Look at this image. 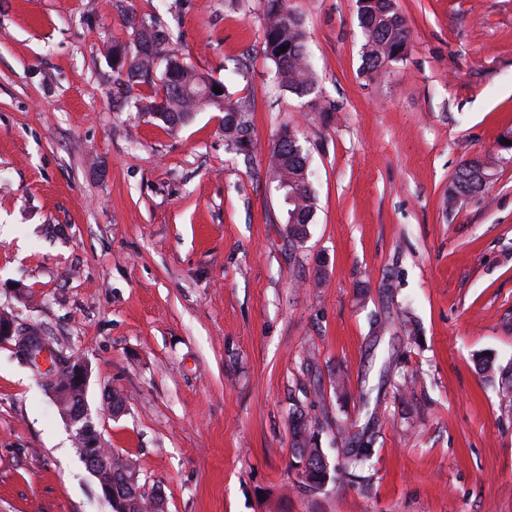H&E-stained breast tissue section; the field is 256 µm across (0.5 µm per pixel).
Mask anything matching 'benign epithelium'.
<instances>
[{
    "instance_id": "7a95c632",
    "label": "benign epithelium",
    "mask_w": 512,
    "mask_h": 512,
    "mask_svg": "<svg viewBox=\"0 0 512 512\" xmlns=\"http://www.w3.org/2000/svg\"><path fill=\"white\" fill-rule=\"evenodd\" d=\"M0 338L15 339L14 350L19 358L35 369L43 367L46 361L57 359V352L48 342V337L30 328H17L13 320L4 314L0 316ZM64 367L68 376L54 373L44 377V380L62 414L74 428L76 439L80 441L81 457L99 481L104 498L115 512H122L121 506L125 505L123 488L112 486V457L116 453L102 446L101 435L95 429L88 411L86 391L90 371L86 364L74 357Z\"/></svg>"
}]
</instances>
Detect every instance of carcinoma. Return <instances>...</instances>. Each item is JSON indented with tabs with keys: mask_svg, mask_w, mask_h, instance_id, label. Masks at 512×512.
Instances as JSON below:
<instances>
[{
	"mask_svg": "<svg viewBox=\"0 0 512 512\" xmlns=\"http://www.w3.org/2000/svg\"><path fill=\"white\" fill-rule=\"evenodd\" d=\"M263 51L273 62L272 81L299 98L311 97L308 107L327 111L314 97L317 80L306 47V31L302 17L288 4V0H263ZM358 25L364 37L363 64L369 80L378 79L384 65L402 61L407 56L408 27L397 0H357ZM140 41L146 50H130L121 43L107 48L112 53L113 69L117 79L130 83H147L155 88L154 94L138 99L134 107L138 112H161V121L171 129L187 123L192 114L203 107H214L224 113V139L235 153L251 156L256 146L252 106L235 97L229 83L249 75L244 64L229 70L225 81L214 79L197 70L167 50L168 34L153 22L140 21L133 28L132 41ZM286 48L280 52V48ZM159 81H154L156 73ZM220 88L221 93L214 92ZM495 161L491 159L464 162L448 185V206L486 189L494 176ZM267 174L276 183L280 195H290L285 205V223L288 240L299 242L307 235L316 210V197L311 183L310 155L297 134L283 130L274 140L268 154ZM319 421L299 413L292 424L295 457L305 463L302 468L303 485L312 491L323 488L331 477H351L365 470L372 456L373 436L349 438L347 444L357 445L348 452L340 467H329L328 461L315 440L312 427ZM139 512H165L162 494L139 495Z\"/></svg>",
	"mask_w": 512,
	"mask_h": 512,
	"instance_id": "1",
	"label": "carcinoma"
}]
</instances>
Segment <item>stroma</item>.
<instances>
[{
	"mask_svg": "<svg viewBox=\"0 0 512 512\" xmlns=\"http://www.w3.org/2000/svg\"><path fill=\"white\" fill-rule=\"evenodd\" d=\"M289 4L329 117L273 85L262 0H0V313L87 362L103 442L168 512H512V0H399L408 54L373 82L356 0ZM132 19L215 79L246 61L252 159L214 108L173 131L135 111L152 89L106 51ZM284 127L316 193L294 244L266 177ZM489 157L494 181L447 207ZM299 404L333 466L374 419L366 481L304 488ZM0 512H112L2 341ZM475 163L478 165L475 166ZM495 161L491 159L466 161L464 162L454 178L448 185V207H452L460 202L463 198L478 194L486 189L494 176L493 168ZM483 171V175L489 178H483L479 171Z\"/></svg>",
	"mask_w": 512,
	"mask_h": 512,
	"instance_id": "35a3bbf8",
	"label": "stroma"
}]
</instances>
